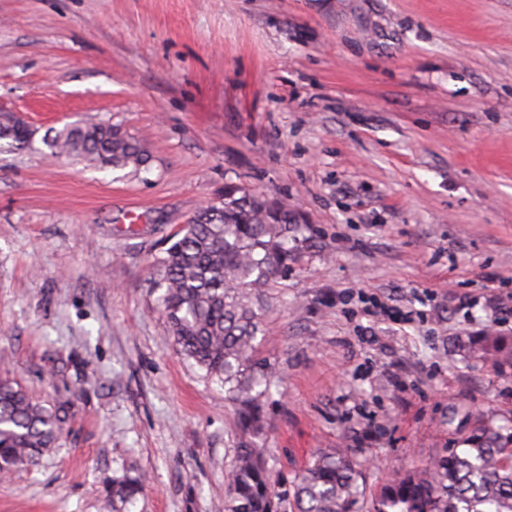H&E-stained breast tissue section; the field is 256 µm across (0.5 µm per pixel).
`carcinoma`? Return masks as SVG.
I'll return each mask as SVG.
<instances>
[{
  "instance_id": "cac0c4a2",
  "label": "carcinoma",
  "mask_w": 512,
  "mask_h": 512,
  "mask_svg": "<svg viewBox=\"0 0 512 512\" xmlns=\"http://www.w3.org/2000/svg\"><path fill=\"white\" fill-rule=\"evenodd\" d=\"M34 133L15 115L0 116V139L11 145H28ZM45 145L53 154L74 153L101 167L149 168L143 145L119 124L67 125ZM305 231L288 206L226 185L224 203L196 212L155 264L158 307L170 335L188 360L224 384L246 436L225 474L224 512H364L362 473L347 452H319L290 483L270 478L255 446L269 387L256 358L264 290L308 248ZM469 350L496 371L512 370L509 336H479ZM68 419L67 403L47 406L1 379L0 475L38 464L59 446ZM461 442L387 484L374 512H512V418L498 424L484 416ZM143 486L140 475L112 480L107 506L129 512Z\"/></svg>"
}]
</instances>
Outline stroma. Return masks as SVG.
I'll return each mask as SVG.
<instances>
[{
  "instance_id": "stroma-1",
  "label": "stroma",
  "mask_w": 512,
  "mask_h": 512,
  "mask_svg": "<svg viewBox=\"0 0 512 512\" xmlns=\"http://www.w3.org/2000/svg\"><path fill=\"white\" fill-rule=\"evenodd\" d=\"M3 111L36 137L0 148V378L71 420L0 478V512H104L126 473L147 477L134 512H224L237 416L152 279L228 183L312 238L257 337L272 477L345 448L371 503L472 410L512 416V374L465 349L512 336V0H0ZM87 122L122 124L149 170L51 155Z\"/></svg>"
}]
</instances>
